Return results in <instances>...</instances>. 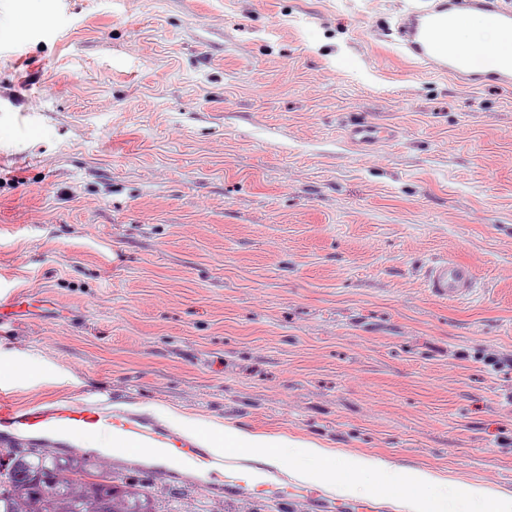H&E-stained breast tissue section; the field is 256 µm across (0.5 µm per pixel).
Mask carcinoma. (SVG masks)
<instances>
[{"instance_id": "cac0c4a2", "label": "carcinoma", "mask_w": 512, "mask_h": 512, "mask_svg": "<svg viewBox=\"0 0 512 512\" xmlns=\"http://www.w3.org/2000/svg\"><path fill=\"white\" fill-rule=\"evenodd\" d=\"M0 512H156L150 486L130 489L104 463L53 448L0 449Z\"/></svg>"}]
</instances>
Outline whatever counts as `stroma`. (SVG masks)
<instances>
[{
	"label": "stroma",
	"mask_w": 512,
	"mask_h": 512,
	"mask_svg": "<svg viewBox=\"0 0 512 512\" xmlns=\"http://www.w3.org/2000/svg\"><path fill=\"white\" fill-rule=\"evenodd\" d=\"M410 0H0V326L23 404L106 391L512 495V90L407 57ZM354 121L397 127L362 151ZM471 264L433 296L424 270ZM159 512H395L157 480ZM425 282L433 295L456 300L472 294L475 273L470 265L457 259H439L426 269ZM33 302L40 301H35L30 291L15 290L5 295L0 294V325L42 315L44 308L48 307Z\"/></svg>",
	"instance_id": "stroma-1"
}]
</instances>
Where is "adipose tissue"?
I'll return each mask as SVG.
<instances>
[{
    "label": "adipose tissue",
    "mask_w": 512,
    "mask_h": 512,
    "mask_svg": "<svg viewBox=\"0 0 512 512\" xmlns=\"http://www.w3.org/2000/svg\"><path fill=\"white\" fill-rule=\"evenodd\" d=\"M215 447L233 452L255 450L262 464L293 474L303 480L346 494L362 493L363 475L376 477L374 492L407 486V494L397 498L398 512H512V498L481 486L466 487L456 498H449L451 478L423 468L403 472L399 467L361 456L340 458L319 444L290 436H267L231 426L215 431Z\"/></svg>",
    "instance_id": "ef3b65f1"
}]
</instances>
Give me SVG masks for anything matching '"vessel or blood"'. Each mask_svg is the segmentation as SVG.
Returning a JSON list of instances; mask_svg holds the SVG:
<instances>
[{"instance_id": "b4317fda", "label": "vessel or blood", "mask_w": 512, "mask_h": 512, "mask_svg": "<svg viewBox=\"0 0 512 512\" xmlns=\"http://www.w3.org/2000/svg\"><path fill=\"white\" fill-rule=\"evenodd\" d=\"M470 12H480L500 31V42L480 55L463 56L452 47L448 33ZM399 39L415 60L436 64L440 72L468 82L492 73L495 81L512 88V10L502 0H437L426 7H409L399 29ZM396 130L365 121L350 124L347 140L368 149L394 139ZM429 291L440 298L461 299L472 294V267L454 258L439 259L425 271ZM32 293L15 290L0 294V324L42 315ZM111 434L120 446L113 462L124 468L139 467L146 451L156 448L166 461L180 463L189 473L217 480L245 492L253 483L246 474L226 466L223 456L213 453L208 434L186 435L172 431L159 417H148L134 406L116 408L111 396L89 392L80 398H55L21 404L0 387V443L26 439L57 448H78L88 438Z\"/></svg>"}]
</instances>
